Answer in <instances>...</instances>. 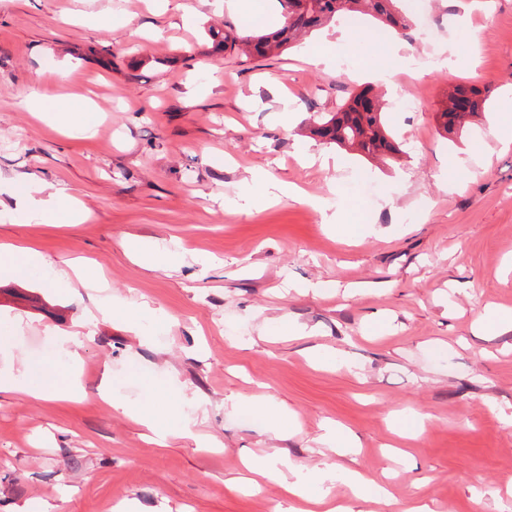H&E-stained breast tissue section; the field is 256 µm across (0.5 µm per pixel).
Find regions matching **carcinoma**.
Returning a JSON list of instances; mask_svg holds the SVG:
<instances>
[{
    "label": "carcinoma",
    "mask_w": 512,
    "mask_h": 512,
    "mask_svg": "<svg viewBox=\"0 0 512 512\" xmlns=\"http://www.w3.org/2000/svg\"><path fill=\"white\" fill-rule=\"evenodd\" d=\"M399 0H282L285 7L283 26L271 33L241 35L230 28L212 34L215 49L236 51L246 57L270 58L282 54L313 30L324 27L336 17L348 13L370 16L388 29L409 28L397 3ZM486 97L468 84L448 89L445 100L435 112V119L447 134L463 130L467 119L482 111ZM385 103L380 96L364 89L344 102L337 111L317 117L310 134L329 144L353 149L369 158H380L397 152V146L384 119Z\"/></svg>",
    "instance_id": "carcinoma-1"
}]
</instances>
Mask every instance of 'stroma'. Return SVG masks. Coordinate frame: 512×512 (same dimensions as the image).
I'll return each instance as SVG.
<instances>
[{"instance_id": "obj_1", "label": "stroma", "mask_w": 512, "mask_h": 512, "mask_svg": "<svg viewBox=\"0 0 512 512\" xmlns=\"http://www.w3.org/2000/svg\"><path fill=\"white\" fill-rule=\"evenodd\" d=\"M400 10L415 30L439 16L443 35L420 76L383 83L367 18L261 60L213 50L208 31L270 32L280 0H0V175L64 190L88 215L17 224L0 193V244L44 259L0 278V369H68L58 339L81 338L79 395L0 392V512H287L295 499L246 471L253 457L334 471L319 489L354 512H512V330L497 324L512 313V147L491 136L512 113V0ZM344 29L359 51L337 45ZM315 49L332 64H309ZM462 83L487 107L449 135L434 114ZM369 84L398 153L309 137L314 113ZM411 97L421 110H399ZM37 98L91 111L95 133L42 119ZM451 164L467 172L454 188L439 177ZM270 179L303 194L257 202ZM143 244L169 264L146 267ZM72 262L102 288H60ZM258 400L282 434L246 410ZM328 425L357 447L331 451ZM349 469L390 501L355 499Z\"/></svg>"}]
</instances>
